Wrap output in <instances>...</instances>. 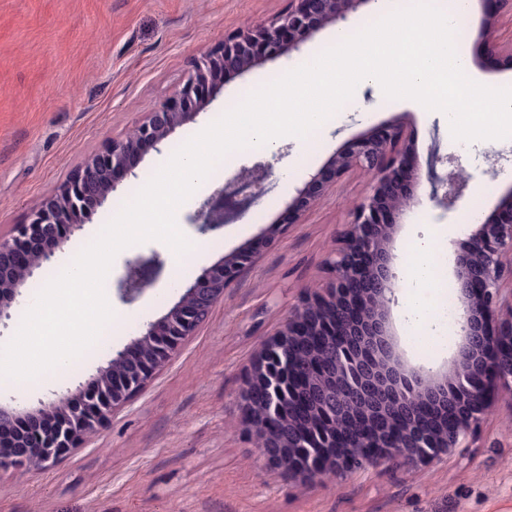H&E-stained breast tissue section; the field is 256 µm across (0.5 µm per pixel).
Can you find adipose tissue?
I'll use <instances>...</instances> for the list:
<instances>
[{
	"label": "adipose tissue",
	"mask_w": 512,
	"mask_h": 512,
	"mask_svg": "<svg viewBox=\"0 0 512 512\" xmlns=\"http://www.w3.org/2000/svg\"><path fill=\"white\" fill-rule=\"evenodd\" d=\"M447 237V229L438 228L412 242V286L406 293L404 302L413 329L407 342L417 352L429 348L433 353L440 354L448 349L447 343L438 339L432 316V310L439 302L448 282L443 273L446 262L441 249V243Z\"/></svg>",
	"instance_id": "obj_1"
}]
</instances>
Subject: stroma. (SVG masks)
Returning a JSON list of instances; mask_svg holds the SVG:
<instances>
[{
    "instance_id": "1",
    "label": "stroma",
    "mask_w": 512,
    "mask_h": 512,
    "mask_svg": "<svg viewBox=\"0 0 512 512\" xmlns=\"http://www.w3.org/2000/svg\"><path fill=\"white\" fill-rule=\"evenodd\" d=\"M290 0H0V237L53 194L92 154L121 138L186 79L197 58L236 28L285 14ZM465 47L487 85H512V64L483 51L484 40L512 39V12L497 0H472L464 19ZM334 27L300 50L226 81L194 120L178 128L163 152L136 160L106 203L74 227L57 251L63 263L93 241L126 202L184 144L226 111L244 88L260 86L325 46ZM396 123L410 137L419 163L457 156L469 176L463 200L487 216L512 184V142L454 140L447 116L410 99H387L381 88L357 87L345 111L317 131L316 144L288 136L274 159L263 148L237 154L219 177L206 178L179 207L176 220L192 242L184 257L150 240L120 251L105 281L112 307L107 348L74 359L64 376L25 392L0 382V405L30 408L75 392L131 344L144 326L179 299L177 282L200 276L226 254L246 247L269 225L286 231L224 290L209 318L168 364L115 412L98 433L50 469H0V512H512V399H501L478 434L430 462L402 460L316 482L267 465L244 426L241 389L263 347L289 311L328 281L326 261L351 219L352 201L366 196L368 178L349 174L298 224L286 205L327 160L357 137ZM272 163L265 196L228 214L216 231L188 221L216 188L237 182L244 169ZM418 191V206L401 217L391 244L399 288L407 286L405 248L433 225L448 228L447 247L472 232L457 213L444 212ZM159 255L155 284L133 300L116 286L127 261ZM402 301L390 327L402 361L438 373L450 355L418 356L405 340Z\"/></svg>"
}]
</instances>
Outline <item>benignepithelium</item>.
Returning <instances> with one entry per match:
<instances>
[{"mask_svg":"<svg viewBox=\"0 0 512 512\" xmlns=\"http://www.w3.org/2000/svg\"><path fill=\"white\" fill-rule=\"evenodd\" d=\"M288 12L268 23L238 28L224 42L198 58L173 96L136 123L112 146L90 157L57 191L33 207L13 235L0 238V317L19 294L34 270L49 261L67 240L69 229L102 206L120 175L133 173V160L167 141L190 122L224 84L227 75H241L267 60L300 49L316 32L345 21L374 0H291ZM439 179L432 200L453 211L468 179L455 159ZM270 166L259 164L244 177L246 186L259 190ZM354 170L370 179V193L352 204L342 246L329 261L327 286L308 296L288 313L281 329L263 348L248 372L242 389L244 407L251 404L256 373L279 357H288L295 336H324L321 346L335 351L333 369L318 370L320 395L325 401L323 423L340 409L364 421L374 415L377 426L365 427L358 439L336 456V442L318 449L314 461L300 460L297 443H277L266 434L278 421L268 410L265 420L247 421L262 441L267 463L301 480L314 481L365 464L380 465L397 458L431 460L453 448L473 432L481 416L491 410L501 393L512 390V185L490 216L454 253L452 276L462 306L458 325L461 342L448 374L439 377L421 367L404 369L395 359L387 330L389 305L395 300L397 275L388 245L395 216L418 204L420 169L412 143L396 125L380 127L355 139L332 157L326 169L288 202L287 209L301 220L330 190ZM224 189L208 197L189 217L201 231L224 224ZM282 227L273 225L249 247L224 256L200 277L187 283L179 300L160 319L148 324L130 346L116 352L74 395L38 408L0 406V448L14 449L16 463L34 461L46 469L67 456L88 435L98 431L116 410L124 407L172 356L171 348L193 335L215 304L254 259L275 240ZM162 266L159 256L127 262V275L117 282L122 297L131 299L151 282ZM162 355L155 367L145 366L138 386L118 390L112 382L116 370L138 365L134 355L146 344ZM454 405L448 431L427 437L429 449L412 435L387 441L398 415L414 408L446 410Z\"/></svg>","mask_w":512,"mask_h":512,"instance_id":"7a95c632","label":"benign epithelium"}]
</instances>
